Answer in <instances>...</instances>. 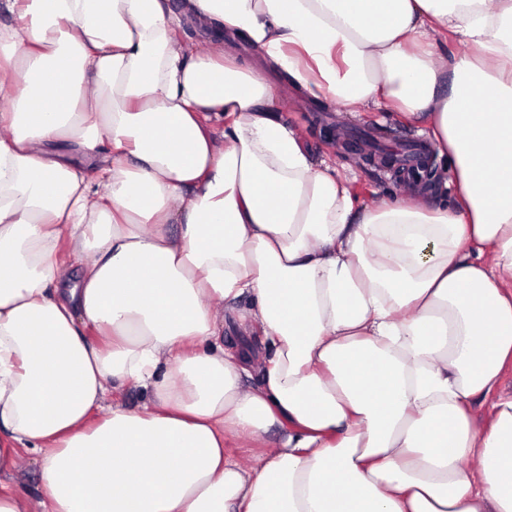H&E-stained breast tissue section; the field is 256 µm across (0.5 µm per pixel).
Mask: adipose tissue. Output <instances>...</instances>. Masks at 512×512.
Here are the masks:
<instances>
[{"instance_id":"adipose-tissue-1","label":"adipose tissue","mask_w":512,"mask_h":512,"mask_svg":"<svg viewBox=\"0 0 512 512\" xmlns=\"http://www.w3.org/2000/svg\"><path fill=\"white\" fill-rule=\"evenodd\" d=\"M187 9L425 122L450 196L360 205L162 0H0V478L25 448L42 512H512V0Z\"/></svg>"}]
</instances>
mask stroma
<instances>
[{
	"label": "stroma",
	"instance_id": "1",
	"mask_svg": "<svg viewBox=\"0 0 512 512\" xmlns=\"http://www.w3.org/2000/svg\"><path fill=\"white\" fill-rule=\"evenodd\" d=\"M224 49L243 59L276 87L277 116L301 135L315 159L329 160L340 174L349 177L352 191L362 205L373 204L384 189L400 186V179L390 168L366 161L364 155L389 154L403 140L424 138L423 123L396 115L384 118L366 108L347 112L333 103L327 109H319L317 98L291 84L245 40L225 38Z\"/></svg>",
	"mask_w": 512,
	"mask_h": 512
}]
</instances>
